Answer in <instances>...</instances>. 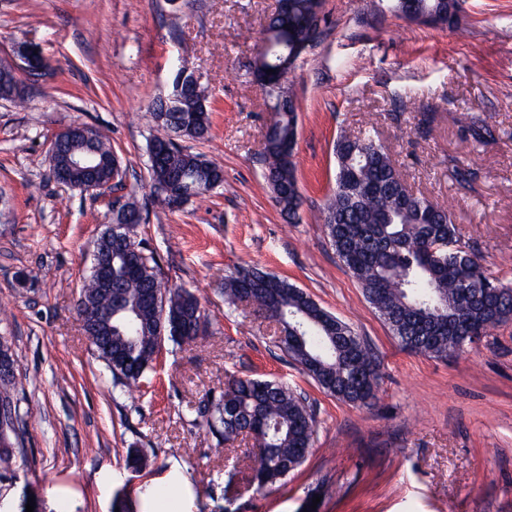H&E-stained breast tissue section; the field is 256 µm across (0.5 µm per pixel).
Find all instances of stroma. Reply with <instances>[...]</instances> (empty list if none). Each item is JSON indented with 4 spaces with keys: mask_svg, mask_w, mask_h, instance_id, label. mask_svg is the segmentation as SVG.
<instances>
[{
    "mask_svg": "<svg viewBox=\"0 0 512 512\" xmlns=\"http://www.w3.org/2000/svg\"><path fill=\"white\" fill-rule=\"evenodd\" d=\"M276 0H0V62L36 45L47 71L23 102L0 99V336L15 361L14 460L0 468V512H512V321L458 355L405 349L326 235L339 136L371 134L408 187L445 203L488 273L512 282V0H462L453 27L410 21L390 0H322L321 35L284 85L298 105L288 221L260 161L271 102L255 79ZM185 67L208 87L210 131L184 140L224 171L182 207L153 206L152 105ZM435 120L423 125V113ZM486 129L482 140L465 131ZM80 124L105 132L124 190L58 184L51 141ZM464 180L453 179L452 164ZM135 191L133 229L170 286L199 299L204 333L165 345L139 384L116 385L78 313L112 204ZM278 275L349 324L379 365L376 398L330 395L275 344L276 323L225 304V279ZM233 376L304 393L317 433L305 462L256 491L259 451L222 449L198 408ZM149 458L140 471L129 449ZM34 510H27L28 500Z\"/></svg>",
    "mask_w": 512,
    "mask_h": 512,
    "instance_id": "obj_1",
    "label": "stroma"
}]
</instances>
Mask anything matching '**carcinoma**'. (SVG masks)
<instances>
[{
    "mask_svg": "<svg viewBox=\"0 0 512 512\" xmlns=\"http://www.w3.org/2000/svg\"><path fill=\"white\" fill-rule=\"evenodd\" d=\"M436 0H393L394 11L433 8ZM320 0H291L286 13H275L266 31L283 43L307 40ZM204 87L198 85L175 101L174 111L158 124L162 134L149 145L153 153L170 148L150 166L153 185L162 186L174 174L185 198L205 195L220 186L222 169L202 155L184 149L172 136L199 140L210 129V109ZM297 142V113L282 112L265 136L266 178L281 211L298 218L301 196L295 165L285 160L283 147ZM86 148L95 151V171L68 172L80 186L91 177L108 181L113 151L108 139L89 128L67 139L64 156ZM335 188L323 206V223L336 255L360 284L369 303L393 335L412 352L446 357L461 352L472 337L512 320V284L491 276L473 247L464 241L448 208L414 194L392 163L385 145L372 137L336 140ZM140 223L138 202L131 197L116 212L112 228L98 238L99 260L112 266V294H103L89 280L81 305L112 310V322L88 323L93 354L109 369L115 383L132 385L143 377L165 343L181 346L200 336L205 316L198 298L185 288H170L151 256L136 254L133 226ZM224 300L249 302L275 322L298 326L299 335L280 348L326 392L352 405L375 399L376 364L361 338L345 322L325 321L329 312L309 304L287 280L259 269L225 280ZM208 429L224 445L250 437L261 449L252 482L256 490L287 476L305 460L313 442L315 419L306 398L277 381L233 377L224 382L216 401L199 408ZM18 416L0 428V465L13 460L10 434Z\"/></svg>",
    "mask_w": 512,
    "mask_h": 512,
    "instance_id": "cac0c4a2",
    "label": "carcinoma"
}]
</instances>
